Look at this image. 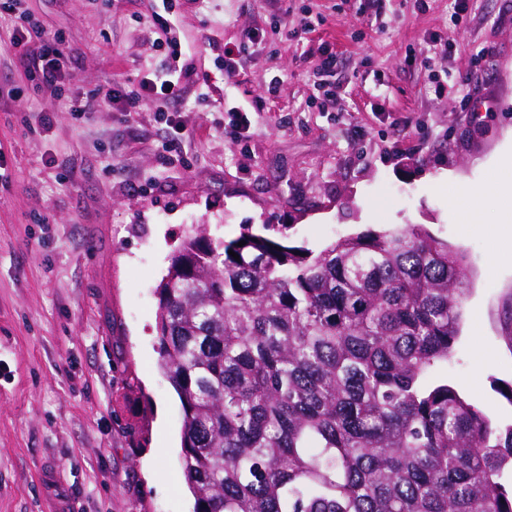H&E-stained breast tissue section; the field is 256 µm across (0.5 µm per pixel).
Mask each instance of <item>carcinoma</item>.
<instances>
[{
  "label": "carcinoma",
  "instance_id": "cac0c4a2",
  "mask_svg": "<svg viewBox=\"0 0 512 512\" xmlns=\"http://www.w3.org/2000/svg\"><path fill=\"white\" fill-rule=\"evenodd\" d=\"M466 278L414 225L316 254L196 227L156 288L194 512H512V426L434 376Z\"/></svg>",
  "mask_w": 512,
  "mask_h": 512
}]
</instances>
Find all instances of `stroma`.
I'll list each match as a JSON object with an SVG mask.
<instances>
[{"mask_svg":"<svg viewBox=\"0 0 512 512\" xmlns=\"http://www.w3.org/2000/svg\"><path fill=\"white\" fill-rule=\"evenodd\" d=\"M61 38L65 96L39 88L0 20V512H193L183 410L159 368L155 288L192 225H242L319 252L414 224L467 270L454 357L437 367L501 428L512 425V259L495 256L506 200L463 226L440 174L486 185L512 134V0H177L190 73L169 103L79 117L160 67V0H22ZM315 22L301 31L300 17ZM264 33L225 76V47ZM456 38L423 65L420 50ZM335 53L342 111L315 70ZM281 84L267 100L272 77ZM249 109L232 128L225 100ZM52 118L44 129L37 114Z\"/></svg>","mask_w":512,"mask_h":512,"instance_id":"obj_1","label":"stroma"}]
</instances>
